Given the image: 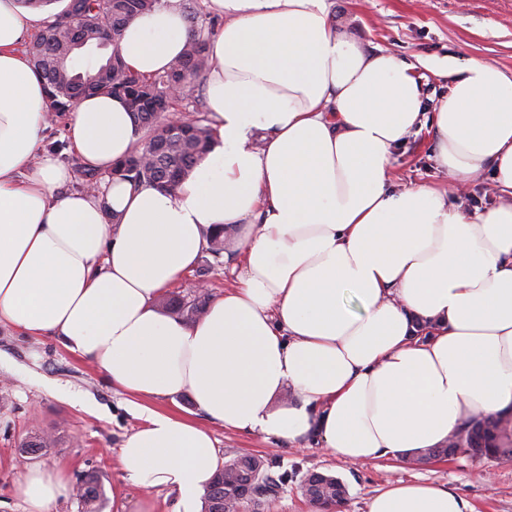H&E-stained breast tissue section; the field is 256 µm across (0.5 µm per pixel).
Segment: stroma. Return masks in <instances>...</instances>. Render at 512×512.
Masks as SVG:
<instances>
[{
    "label": "stroma",
    "instance_id": "stroma-1",
    "mask_svg": "<svg viewBox=\"0 0 512 512\" xmlns=\"http://www.w3.org/2000/svg\"><path fill=\"white\" fill-rule=\"evenodd\" d=\"M342 32L370 51H383L413 63L429 99L448 92V68L473 60L496 63L512 71V0H326ZM44 148L55 152L74 172L69 188L81 191L82 165L72 151L64 121L50 122ZM430 127L409 133L392 160L397 188L443 181L431 156ZM208 281L212 297H220L233 282L223 264L201 253L192 272L170 289L191 297L200 281ZM153 409L188 417L209 428L219 460L239 454L271 460V475L287 474L277 497L276 512H317L302 494L307 472L340 478L348 488L343 512H367V501L397 480L423 478L448 486L471 501L475 512H512V464L484 458H442L414 465L393 457L347 463L319 445L294 446L261 434L225 430L198 410L189 394L153 402ZM143 423L126 395L112 387L103 372L87 358L63 348L53 339L18 335L0 326V512H24L12 486L21 471L37 465L64 471L78 483L88 471L100 472L105 484L103 512H132L145 499L152 512H179L175 492L142 491L126 484L117 453L122 440ZM38 433L55 440L46 453L23 456L22 446Z\"/></svg>",
    "mask_w": 512,
    "mask_h": 512
}]
</instances>
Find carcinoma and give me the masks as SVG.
Returning a JSON list of instances; mask_svg holds the SVG:
<instances>
[{"label": "carcinoma", "mask_w": 512, "mask_h": 512, "mask_svg": "<svg viewBox=\"0 0 512 512\" xmlns=\"http://www.w3.org/2000/svg\"><path fill=\"white\" fill-rule=\"evenodd\" d=\"M162 0H67L58 12L43 21L38 37L25 51L45 81L47 119L54 121L76 106L87 95L107 94L122 98L143 135L132 153L113 170L112 176L135 183H146L162 191L174 192L193 165L215 145V132L209 119L183 120L174 128L161 113L173 108L201 83L210 66L206 35L212 24L198 3L185 4L192 35L183 55L169 69L153 77L130 70L117 49V37L138 17L158 8ZM89 63L76 65L81 54ZM158 104L162 112L149 108ZM209 254L218 261L224 257V231L209 236ZM210 294H194L190 300L168 297L163 307L194 321L206 310ZM452 447L428 448L415 452L416 461L441 458L485 457L496 463L512 460V415H489L472 419L450 439ZM288 479H274L267 473L266 459L255 455L235 456L215 473L205 496V512H232L236 506L266 509ZM301 488L309 500L324 509L342 505L348 490L339 478L317 471L305 474ZM81 512H102L104 489L99 475L90 473L78 485Z\"/></svg>", "instance_id": "carcinoma-1"}]
</instances>
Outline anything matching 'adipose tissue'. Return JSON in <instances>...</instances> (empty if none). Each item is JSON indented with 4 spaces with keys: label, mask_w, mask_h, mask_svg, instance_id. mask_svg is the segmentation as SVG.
<instances>
[{
    "label": "adipose tissue",
    "mask_w": 512,
    "mask_h": 512,
    "mask_svg": "<svg viewBox=\"0 0 512 512\" xmlns=\"http://www.w3.org/2000/svg\"><path fill=\"white\" fill-rule=\"evenodd\" d=\"M205 94L218 144L172 194L110 178L140 140L125 102L91 95L67 118L100 190L65 192L42 146L45 82L22 44L42 16L0 0V325L97 365L144 423L122 478L199 512L219 465L209 430L153 409L190 394L234 432L319 443L346 462L441 448L466 421L512 409V72L451 71L426 110L415 65L342 34L326 0H207ZM182 0L121 33L133 70L185 50ZM430 118L448 188L393 190L395 149ZM492 169L501 197L466 212L449 187ZM116 223H109V216ZM223 228L235 280L196 321L158 298ZM63 472L26 470L13 493L53 512ZM368 512H473L426 481H398Z\"/></svg>",
    "instance_id": "ef3b65f1"
}]
</instances>
